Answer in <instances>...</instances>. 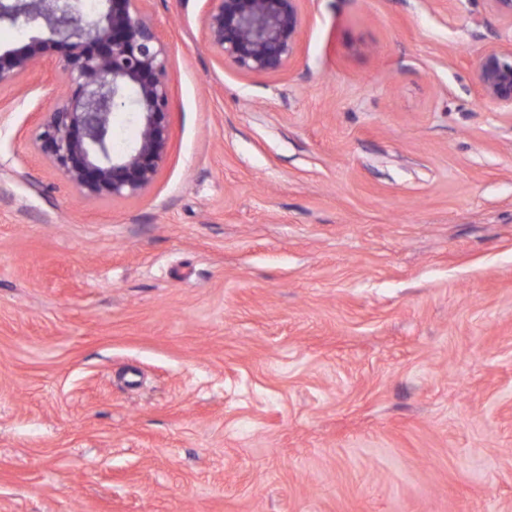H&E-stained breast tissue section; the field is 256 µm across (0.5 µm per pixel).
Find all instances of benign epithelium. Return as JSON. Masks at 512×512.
<instances>
[{
  "mask_svg": "<svg viewBox=\"0 0 512 512\" xmlns=\"http://www.w3.org/2000/svg\"><path fill=\"white\" fill-rule=\"evenodd\" d=\"M144 0H99L83 16L79 0H0V24L34 35L0 52V87L17 84L56 62L65 94L44 113L35 143L89 198H132L167 161L169 55ZM302 0H206V47L240 72L272 75L297 55L305 16ZM504 30L476 59L485 100L512 112V0H487ZM131 107L141 126L124 153L110 147V111Z\"/></svg>",
  "mask_w": 512,
  "mask_h": 512,
  "instance_id": "1",
  "label": "benign epithelium"
}]
</instances>
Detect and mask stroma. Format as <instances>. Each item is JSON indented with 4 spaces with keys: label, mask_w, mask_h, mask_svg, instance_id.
Returning a JSON list of instances; mask_svg holds the SVG:
<instances>
[{
    "label": "stroma",
    "mask_w": 512,
    "mask_h": 512,
    "mask_svg": "<svg viewBox=\"0 0 512 512\" xmlns=\"http://www.w3.org/2000/svg\"><path fill=\"white\" fill-rule=\"evenodd\" d=\"M170 156L86 198L0 89V512H512V113L487 0H303L246 75L145 0ZM504 30L476 59V72L485 100L512 112V0H487Z\"/></svg>",
    "instance_id": "stroma-1"
}]
</instances>
